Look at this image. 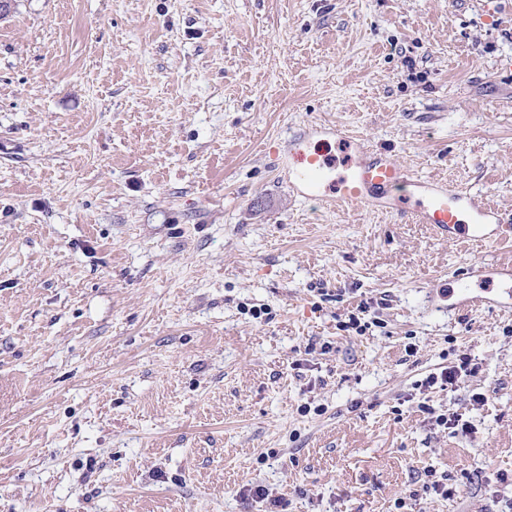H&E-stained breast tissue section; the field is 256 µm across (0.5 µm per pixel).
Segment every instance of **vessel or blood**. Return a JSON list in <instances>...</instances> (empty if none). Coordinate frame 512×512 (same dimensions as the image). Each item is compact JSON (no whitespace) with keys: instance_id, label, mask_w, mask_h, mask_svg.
I'll list each match as a JSON object with an SVG mask.
<instances>
[{"instance_id":"obj_1","label":"vessel or blood","mask_w":512,"mask_h":512,"mask_svg":"<svg viewBox=\"0 0 512 512\" xmlns=\"http://www.w3.org/2000/svg\"><path fill=\"white\" fill-rule=\"evenodd\" d=\"M354 155L347 174L333 177L329 164L316 153L288 154V189L304 199L347 209L393 210L418 224L430 225L444 239L467 235L481 244L512 238V224L478 196L452 189L447 183L409 174L391 154L369 148L363 140L349 142ZM506 285L492 275L478 277L484 292L512 308V266L500 268Z\"/></svg>"}]
</instances>
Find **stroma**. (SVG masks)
<instances>
[{
	"label": "stroma",
	"instance_id": "obj_1",
	"mask_svg": "<svg viewBox=\"0 0 512 512\" xmlns=\"http://www.w3.org/2000/svg\"><path fill=\"white\" fill-rule=\"evenodd\" d=\"M321 122L512 219V0H16L0 512H512V310L441 297L512 246L292 195ZM470 361L469 357L463 356L458 366L446 367L442 369L440 374L431 373L419 386L428 389L439 384V388L442 391L448 389L449 385L453 388L457 386L461 380L471 375L472 369L469 368Z\"/></svg>",
	"mask_w": 512,
	"mask_h": 512
}]
</instances>
